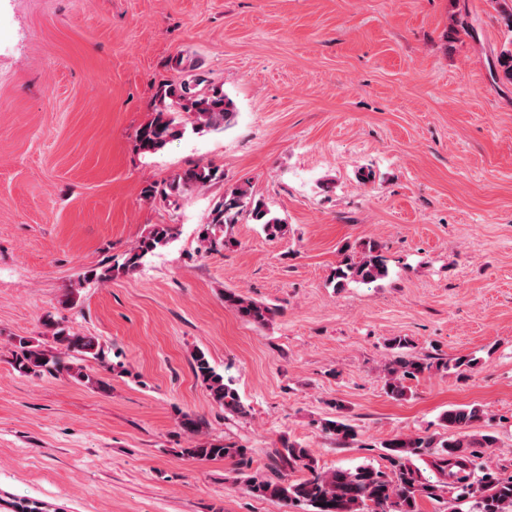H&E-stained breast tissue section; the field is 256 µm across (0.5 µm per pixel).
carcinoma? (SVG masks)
I'll return each mask as SVG.
<instances>
[{"label":"carcinoma","mask_w":512,"mask_h":512,"mask_svg":"<svg viewBox=\"0 0 512 512\" xmlns=\"http://www.w3.org/2000/svg\"><path fill=\"white\" fill-rule=\"evenodd\" d=\"M499 71L496 78L512 83V47L503 46L497 58ZM156 97L159 106L151 118L135 132L137 149L146 155L156 154L169 142L184 136L185 124L180 120L183 113L193 115L192 132L223 131L236 116L233 102L224 90L207 83L201 74L193 75L190 81L180 84L162 83ZM224 180V171L217 166L195 165L175 173L161 184H153L142 191L147 201L162 199L176 203L181 193L193 187H205ZM263 226L271 238L282 236L287 224L274 215L264 202L251 197L248 183L244 182L224 190V196L213 207L203 230L200 242L206 250L216 244L214 230L238 223L243 213ZM173 238L166 224H156L151 231L121 257L113 259V265L105 273H80L77 284L82 286L94 279H109L114 273L128 274L144 265L145 260L156 250L169 244ZM388 275L386 259L380 246L369 241L363 244L360 255L343 257L333 274L335 287L343 288L350 282L371 284ZM224 307L234 311L240 318L265 324L274 314L273 308L257 303L235 291H224ZM52 338L63 345L70 360L48 355L40 345L20 337L14 365L24 374L39 375L44 372H64L79 384H91L105 388L103 381L93 378L82 362L87 359L102 361L105 350L98 338L72 332L55 324L51 325ZM387 346L402 356L395 366L387 371L385 390L387 395L402 399L410 387L407 381L436 367H450L460 373L472 371L476 363L459 357L453 362L439 361L435 364L409 353L411 342L401 336L390 339ZM195 375L206 386L214 402L231 415H245L247 410L230 378L218 372L205 353L193 354ZM480 416L477 407L458 406L446 411L441 420L453 431L448 440L431 436L396 437L382 443L386 448L388 466L359 465L353 469L321 471L310 449L301 444L282 441L276 451V462L289 468L299 467L309 472L301 480L290 481L283 476L275 479L252 475L245 479L246 491L259 499H273L286 505L303 504L307 512H421V501H446L451 504L471 503L470 512H512V475L504 476L485 461L487 449L496 445L495 437H476L468 433L470 423ZM322 431L344 443L354 439L356 431L345 419L325 420ZM183 453L197 460L228 459L239 464L246 463L248 449L230 444L209 443L183 449ZM423 455L432 456V467L439 479L424 478L415 465V459Z\"/></svg>","instance_id":"carcinoma-1"}]
</instances>
